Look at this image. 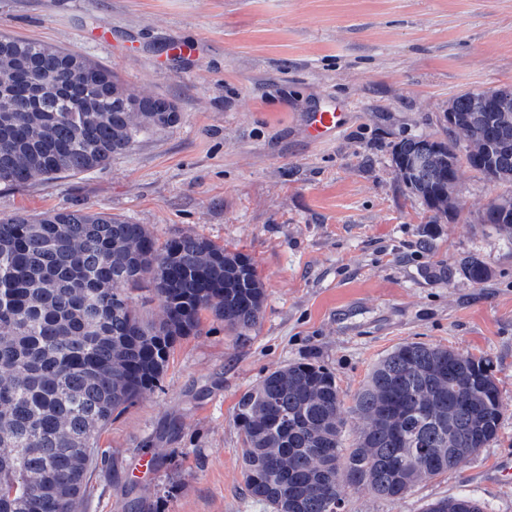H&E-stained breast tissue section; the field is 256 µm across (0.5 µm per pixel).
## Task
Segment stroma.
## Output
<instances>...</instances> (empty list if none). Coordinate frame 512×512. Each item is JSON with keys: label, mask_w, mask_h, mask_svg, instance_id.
Masks as SVG:
<instances>
[{"label": "stroma", "mask_w": 512, "mask_h": 512, "mask_svg": "<svg viewBox=\"0 0 512 512\" xmlns=\"http://www.w3.org/2000/svg\"><path fill=\"white\" fill-rule=\"evenodd\" d=\"M99 28L111 40L95 37ZM72 49L180 114L110 166L0 186V217L103 211L159 241L205 237L248 255L265 289L245 336L211 316L175 346L160 389L113 417L82 512H268L241 476V396L296 362L321 365L345 399L395 347L486 357L504 406L489 448L401 499L344 490L343 512H426L467 490L512 512V243L480 221L507 187L462 168L457 213H429L395 173L401 140L448 137L457 95L512 87V0H0V34ZM181 58L167 54L171 42ZM345 104L334 139L305 116ZM484 260L482 285L438 269ZM150 472L137 471L142 457Z\"/></svg>", "instance_id": "obj_1"}]
</instances>
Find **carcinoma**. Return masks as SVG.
Returning a JSON list of instances; mask_svg holds the SVG:
<instances>
[{
  "instance_id": "obj_1",
  "label": "carcinoma",
  "mask_w": 512,
  "mask_h": 512,
  "mask_svg": "<svg viewBox=\"0 0 512 512\" xmlns=\"http://www.w3.org/2000/svg\"><path fill=\"white\" fill-rule=\"evenodd\" d=\"M0 185L103 169L140 133L175 125L162 98L134 100L83 54L0 35ZM448 140L415 136L393 148L409 192L431 223L459 209L462 165L512 184V87L468 91L448 104ZM465 141L458 151V138ZM481 223L512 241V197ZM479 285L471 257L442 269ZM155 296L162 316L132 307ZM265 290L251 260L198 235L161 243L143 224L103 212L0 218V512H81L101 432L158 386L175 344L203 331L202 314L244 334L263 316ZM503 404L489 360L422 342L395 347L345 406L335 376L292 363L240 398L242 480L271 512H341L346 487L399 499L487 448ZM363 421L353 447L347 418ZM427 512H488L468 492Z\"/></svg>"
}]
</instances>
